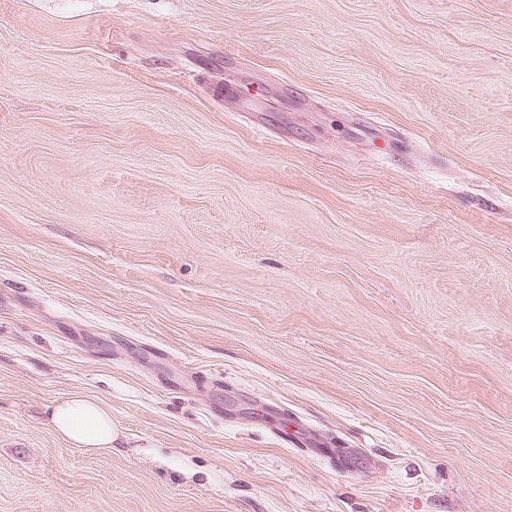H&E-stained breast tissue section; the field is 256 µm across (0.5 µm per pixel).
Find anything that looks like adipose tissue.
Here are the masks:
<instances>
[{
    "label": "adipose tissue",
    "mask_w": 512,
    "mask_h": 512,
    "mask_svg": "<svg viewBox=\"0 0 512 512\" xmlns=\"http://www.w3.org/2000/svg\"><path fill=\"white\" fill-rule=\"evenodd\" d=\"M49 424L68 442L85 449L111 447L117 437L111 411L81 395L56 403L49 412Z\"/></svg>",
    "instance_id": "obj_1"
}]
</instances>
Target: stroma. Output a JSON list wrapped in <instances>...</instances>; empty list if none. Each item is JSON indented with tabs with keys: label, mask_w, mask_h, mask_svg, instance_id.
<instances>
[{
	"label": "stroma",
	"mask_w": 512,
	"mask_h": 512,
	"mask_svg": "<svg viewBox=\"0 0 512 512\" xmlns=\"http://www.w3.org/2000/svg\"><path fill=\"white\" fill-rule=\"evenodd\" d=\"M0 512H512V0H0ZM48 417L51 428L79 448H111L117 438L112 412L82 395H72L56 403Z\"/></svg>",
	"instance_id": "stroma-1"
}]
</instances>
